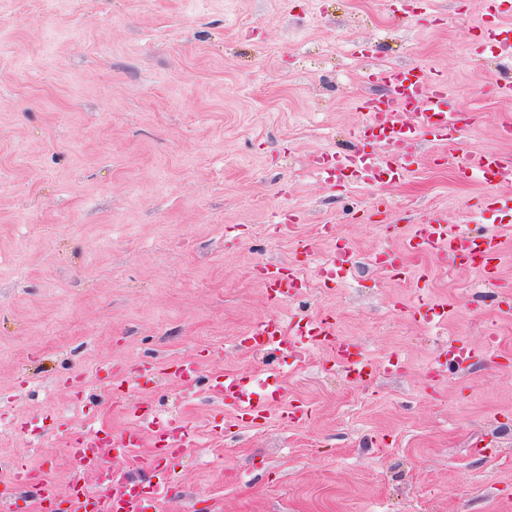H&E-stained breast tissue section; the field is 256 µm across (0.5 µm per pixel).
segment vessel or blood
Here are the masks:
<instances>
[{
    "instance_id": "obj_1",
    "label": "vessel or blood",
    "mask_w": 512,
    "mask_h": 512,
    "mask_svg": "<svg viewBox=\"0 0 512 512\" xmlns=\"http://www.w3.org/2000/svg\"><path fill=\"white\" fill-rule=\"evenodd\" d=\"M371 80L386 86L388 93L363 100L367 120L352 134L356 149L347 158L321 154L313 160L314 168L327 180L338 181L347 169L356 179L376 175L390 182L401 179L404 162L417 152L422 132L441 136L464 126L465 119L451 109L447 87L439 76L418 67H388L374 72ZM457 170L467 181H486L493 172L498 184H508L512 182V152L470 151L462 156ZM459 240V234L444 220L428 218L415 226L408 246L416 253L452 258L461 250ZM257 273L271 306H279L290 297L294 283L282 266L266 262L259 265ZM286 336L301 344L330 348L340 368L352 370L361 379L370 380L379 373L371 363L362 368L350 365L351 344L336 340L334 324L326 315L291 324L273 315L253 326L242 341L255 350H279ZM279 388V377L274 373L259 382L246 374L227 372L212 377L208 391L231 405L241 422L256 425L266 417L271 391ZM131 415L133 426L120 434L104 429L73 431L68 453L79 475L64 492L51 478L38 477L34 487L38 512H45L47 504L61 495L66 498L68 512H158L171 471L191 445L192 429L179 416H160L150 404L132 406ZM145 432L152 439L146 465L152 478L141 481L131 472L112 467L111 462L130 459ZM89 474L95 476V485L86 483Z\"/></svg>"
}]
</instances>
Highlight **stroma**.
<instances>
[{"label": "stroma", "mask_w": 512, "mask_h": 512, "mask_svg": "<svg viewBox=\"0 0 512 512\" xmlns=\"http://www.w3.org/2000/svg\"><path fill=\"white\" fill-rule=\"evenodd\" d=\"M487 22L485 0H0V461L67 486L70 431H123L147 401L196 434L160 512H512V209L484 208L512 185L456 171L463 151L512 150L498 61L472 51ZM408 65L442 76L463 135H425L400 181L326 182L312 160L352 147L370 74ZM429 215L497 231L496 278L404 252ZM343 248L342 283L312 287ZM263 262L306 282L275 311ZM274 312L334 313L383 373L354 382L308 348L306 367L274 363L307 422L275 405L236 424L204 381L264 372L239 339ZM204 348L199 383L166 369Z\"/></svg>", "instance_id": "35a3bbf8"}]
</instances>
